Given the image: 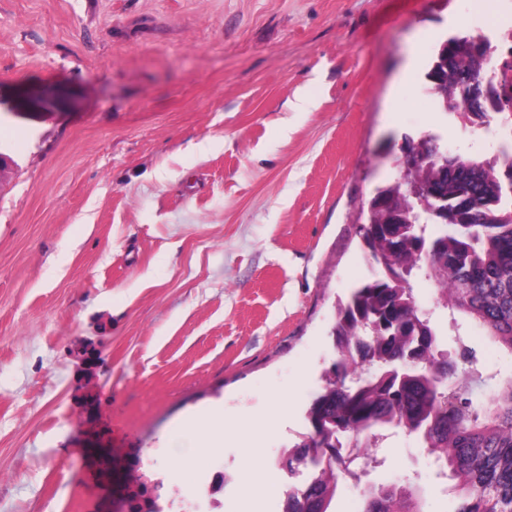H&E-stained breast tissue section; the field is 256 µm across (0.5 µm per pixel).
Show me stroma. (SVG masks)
<instances>
[{"label":"stroma","instance_id":"stroma-1","mask_svg":"<svg viewBox=\"0 0 512 512\" xmlns=\"http://www.w3.org/2000/svg\"><path fill=\"white\" fill-rule=\"evenodd\" d=\"M497 26L512 0H0V512H116L189 410L223 402L234 434L280 396L259 464L223 452L225 512L247 472L282 512L267 471L311 429L404 140L502 144L417 109L437 43ZM377 458L369 482L453 512L413 437Z\"/></svg>","mask_w":512,"mask_h":512}]
</instances>
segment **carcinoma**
Masks as SVG:
<instances>
[{"label":"carcinoma","instance_id":"carcinoma-1","mask_svg":"<svg viewBox=\"0 0 512 512\" xmlns=\"http://www.w3.org/2000/svg\"><path fill=\"white\" fill-rule=\"evenodd\" d=\"M493 48L481 36L440 44L426 73L439 108L475 129L492 120L512 125V104L493 111L459 88L464 77L495 81ZM421 167L433 192L413 195L398 163L394 181L369 202L360 233L376 269L374 279L338 303L333 328L337 359L309 418L320 419L284 453L303 475L291 485L284 512H330L338 487L333 464L320 449L355 438L366 460L383 432L402 428L417 437L444 474L456 481L454 512H512V376L493 398L481 397L484 371L461 349L448 352L413 295L409 277L423 271L440 307L457 311L512 352V155L490 160L450 155L430 136L420 138ZM437 232L426 234V225ZM364 512H422L411 487L369 484Z\"/></svg>","mask_w":512,"mask_h":512}]
</instances>
